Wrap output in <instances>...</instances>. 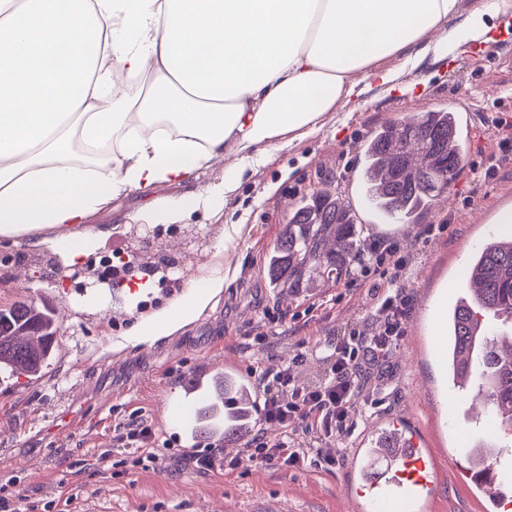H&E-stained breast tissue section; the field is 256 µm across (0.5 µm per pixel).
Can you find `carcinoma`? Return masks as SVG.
Masks as SVG:
<instances>
[{"instance_id":"obj_1","label":"carcinoma","mask_w":512,"mask_h":512,"mask_svg":"<svg viewBox=\"0 0 512 512\" xmlns=\"http://www.w3.org/2000/svg\"><path fill=\"white\" fill-rule=\"evenodd\" d=\"M448 111L427 112L411 123L390 125L362 145L360 184L375 208L414 223L455 179L465 158V143L452 141ZM362 241L350 210L329 191L300 202L269 252L271 288L296 296L318 279L339 278ZM474 291H462L448 308V384L472 379L488 390L497 423L512 428V334L492 339L477 335L479 321L491 314L512 324V244H486L473 256ZM58 326L47 304L19 301L0 308V378L30 381L42 377L53 358Z\"/></svg>"}]
</instances>
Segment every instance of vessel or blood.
<instances>
[{
	"label": "vessel or blood",
	"instance_id": "obj_1",
	"mask_svg": "<svg viewBox=\"0 0 512 512\" xmlns=\"http://www.w3.org/2000/svg\"><path fill=\"white\" fill-rule=\"evenodd\" d=\"M443 324L434 313H426L414 326L418 346L438 357L442 354L440 332ZM462 399L457 390L444 391L438 427L458 428L456 408ZM259 402L249 386L245 372L236 361L225 360L222 372L205 368L190 375L187 390L167 398L164 418L172 428L190 433L196 430L203 411L224 416L255 419ZM455 448L448 461L432 452L425 437L414 427L399 424L397 418L380 422L357 439L342 468L341 487L351 512H433L435 487L443 467L463 474L479 491L485 492L483 512H500L503 501L512 498V479L502 460L478 462L472 458L473 437Z\"/></svg>",
	"mask_w": 512,
	"mask_h": 512
}]
</instances>
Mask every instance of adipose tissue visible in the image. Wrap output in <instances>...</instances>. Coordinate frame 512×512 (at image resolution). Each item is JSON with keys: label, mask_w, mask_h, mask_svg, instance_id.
Wrapping results in <instances>:
<instances>
[{"label": "adipose tissue", "mask_w": 512, "mask_h": 512, "mask_svg": "<svg viewBox=\"0 0 512 512\" xmlns=\"http://www.w3.org/2000/svg\"><path fill=\"white\" fill-rule=\"evenodd\" d=\"M512 0L460 17L458 0H0V239L85 265L111 228L92 216L138 190L221 178L156 197L130 222L174 225L220 211L269 153L358 107L360 82L392 89L396 56L491 33ZM225 224L185 291L138 321L127 344L186 328L237 279Z\"/></svg>", "instance_id": "obj_1"}]
</instances>
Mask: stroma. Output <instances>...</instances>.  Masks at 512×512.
<instances>
[{
  "label": "stroma",
  "mask_w": 512,
  "mask_h": 512,
  "mask_svg": "<svg viewBox=\"0 0 512 512\" xmlns=\"http://www.w3.org/2000/svg\"><path fill=\"white\" fill-rule=\"evenodd\" d=\"M496 44L476 53L470 43L437 63L404 70L408 92L365 84L358 108L333 112L316 135L271 153L240 186L233 203L247 211V228L228 256L242 273L230 282L211 309L174 336L151 347L120 351L108 341L126 335L140 317L164 307L198 275L217 237L230 222V211L199 217L187 224L143 227L128 215L154 196L178 197L195 183L136 191L92 216L95 224L120 225L97 254L94 270H57L53 256L28 251L24 244L0 240V308L21 300L50 305L64 324L46 374L36 382L0 387V498L13 512H45L48 501L73 497L74 512H347L339 494L340 471L306 460L298 468L258 466L248 471L215 468L197 471L181 447L167 470H142L129 448L112 445V430L132 410L159 423L166 397L178 395L188 375L201 367L236 360L247 372L294 365L300 379L324 372L315 351L361 327L372 304L368 281L351 276L310 292L281 298L268 286L266 255L279 239L302 198L324 190L357 198L359 146L374 131L400 123L408 114L464 109L466 164L439 198L415 223L392 232L412 239L416 251L405 290L412 303L438 298L462 280L472 244L498 202L512 204V166L495 179L474 180L473 164L498 153L493 120L512 117V14L498 24ZM274 186L263 196L266 186ZM433 234H425L426 225ZM132 271L164 270V283H153L136 302L109 292L107 271L116 257ZM94 303H87L88 283ZM286 315L278 335L253 340L252 327L264 309ZM438 375L435 362L416 358L400 340L369 384L382 388L376 411L407 413L431 437L434 452L457 446L455 432L435 434L437 402L423 389ZM110 452L112 467L95 472L94 459ZM480 496L456 471L445 470L438 485V512H480Z\"/></svg>",
  "instance_id": "obj_1"
}]
</instances>
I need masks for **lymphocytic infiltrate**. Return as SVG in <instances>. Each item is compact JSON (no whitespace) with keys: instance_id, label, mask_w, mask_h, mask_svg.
Listing matches in <instances>:
<instances>
[{"instance_id":"1","label":"lymphocytic infiltrate","mask_w":512,"mask_h":512,"mask_svg":"<svg viewBox=\"0 0 512 512\" xmlns=\"http://www.w3.org/2000/svg\"><path fill=\"white\" fill-rule=\"evenodd\" d=\"M414 250L411 242H373L366 246L358 257L360 273L378 276L379 283L363 327L328 345L323 356L328 372L321 381L297 384L287 366L262 374V418L279 427L280 433L271 439L249 438L241 453L230 460V468H291L311 456L321 464L335 466V457L324 454L323 443L353 431L359 419L366 417L368 408L376 403L366 371L386 359L406 333L409 298L404 283ZM300 427L315 434L316 448L293 446L292 435ZM112 444L135 449L140 461L152 470L165 469L170 460L169 442L138 414L114 428Z\"/></svg>"}]
</instances>
